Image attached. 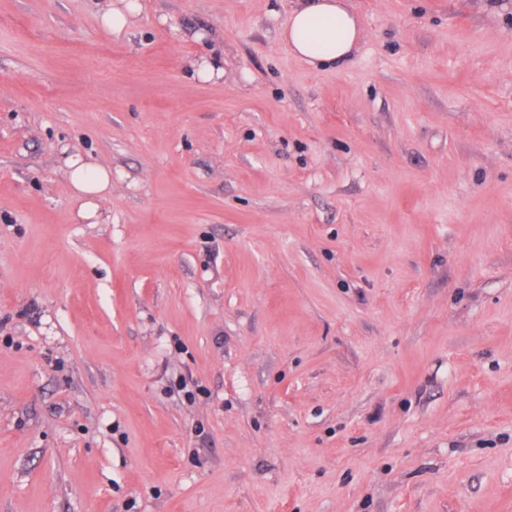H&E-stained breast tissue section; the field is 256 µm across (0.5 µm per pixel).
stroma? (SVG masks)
Returning <instances> with one entry per match:
<instances>
[{
  "mask_svg": "<svg viewBox=\"0 0 512 512\" xmlns=\"http://www.w3.org/2000/svg\"><path fill=\"white\" fill-rule=\"evenodd\" d=\"M109 2L0 0V512H512V0H348L336 70ZM101 16L102 25L114 34H121L131 23V20L140 14L143 5L140 0H117ZM64 170L75 197L80 201L76 220L101 224L104 219L98 200L112 192V170L105 166H89L78 154L65 158Z\"/></svg>",
  "mask_w": 512,
  "mask_h": 512,
  "instance_id": "stroma-1",
  "label": "stroma"
}]
</instances>
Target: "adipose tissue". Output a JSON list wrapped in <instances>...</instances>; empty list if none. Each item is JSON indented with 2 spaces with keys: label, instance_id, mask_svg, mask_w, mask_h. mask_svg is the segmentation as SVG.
Segmentation results:
<instances>
[{
  "label": "adipose tissue",
  "instance_id": "obj_1",
  "mask_svg": "<svg viewBox=\"0 0 512 512\" xmlns=\"http://www.w3.org/2000/svg\"><path fill=\"white\" fill-rule=\"evenodd\" d=\"M363 37L361 20L346 0H291L280 39L300 61L313 67L348 63ZM64 170L79 201L76 219L101 223L98 201L112 191V171L89 166L80 155L64 160Z\"/></svg>",
  "mask_w": 512,
  "mask_h": 512
}]
</instances>
